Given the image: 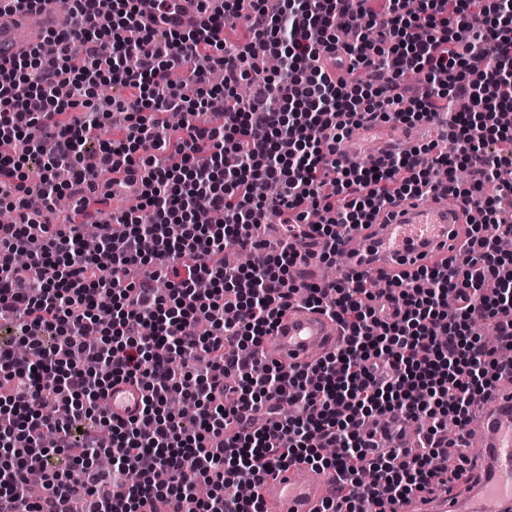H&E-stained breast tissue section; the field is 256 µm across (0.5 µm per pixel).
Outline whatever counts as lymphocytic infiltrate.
I'll return each mask as SVG.
<instances>
[{"mask_svg":"<svg viewBox=\"0 0 512 512\" xmlns=\"http://www.w3.org/2000/svg\"><path fill=\"white\" fill-rule=\"evenodd\" d=\"M202 21L169 26L177 0H63L66 20L0 65V512H261L228 500L294 462L333 471L323 512L450 487L471 461L461 443L512 362V0H196ZM251 39L230 47L224 26ZM283 61L269 72L266 61ZM184 68L196 88L174 79ZM365 69L368 80L355 78ZM425 74L409 94L405 72ZM120 94L102 107L97 92ZM83 108L82 117L73 109ZM124 138L106 140L113 113ZM183 113L180 124L167 116ZM220 117L217 125L200 116ZM440 123L446 146L349 166V127ZM468 170L460 182L458 170ZM278 185L257 196L254 185ZM39 194L41 209L28 200ZM138 206L109 211L113 197ZM451 195L480 209L469 254L419 268L415 283L370 289L356 276L299 280L298 245L374 223L399 199ZM68 225L47 220L62 195ZM278 217L284 239L256 230ZM96 225L110 269L80 246ZM255 253L224 265L227 246ZM296 303L343 329L336 352L288 370L262 346ZM492 324L497 348L481 342ZM144 392L139 417L99 403L113 381ZM417 421L419 451L380 450L379 417ZM108 453L111 470L97 458ZM81 472L72 481V469Z\"/></svg>","mask_w":512,"mask_h":512,"instance_id":"f902f5d3","label":"lymphocytic infiltrate"}]
</instances>
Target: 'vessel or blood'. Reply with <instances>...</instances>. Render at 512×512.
<instances>
[{
    "label": "vessel or blood",
    "instance_id": "1",
    "mask_svg": "<svg viewBox=\"0 0 512 512\" xmlns=\"http://www.w3.org/2000/svg\"><path fill=\"white\" fill-rule=\"evenodd\" d=\"M60 12L53 0L40 12V24L14 12L0 16V61L6 62L42 41L57 25ZM463 203L449 204L437 195L400 200L387 205L375 223L339 233L346 263L337 276L412 272L431 258L454 256L464 235ZM341 329L320 310L292 306L268 343L273 360L298 367L335 350ZM143 390L131 381L113 382L106 403L114 418L128 420L142 409ZM477 450L476 469L462 471L455 489L446 495L423 492L386 501L384 512H512V381H500L490 395L471 438ZM325 473L293 465L269 476L259 488L263 512H320L327 497Z\"/></svg>",
    "mask_w": 512,
    "mask_h": 512
}]
</instances>
